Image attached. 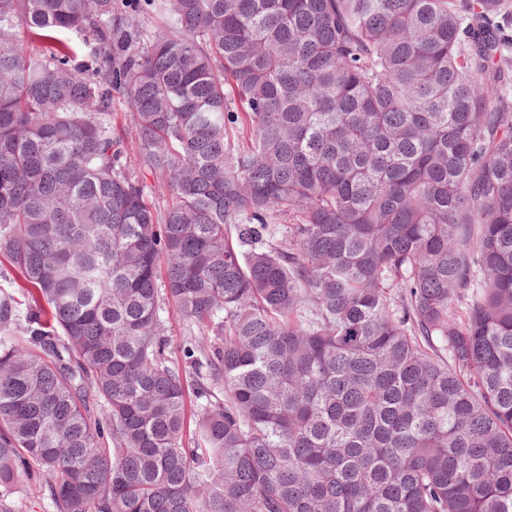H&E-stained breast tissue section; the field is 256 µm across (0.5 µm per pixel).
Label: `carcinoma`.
Returning <instances> with one entry per match:
<instances>
[{
    "label": "carcinoma",
    "instance_id": "cac0c4a2",
    "mask_svg": "<svg viewBox=\"0 0 512 512\" xmlns=\"http://www.w3.org/2000/svg\"><path fill=\"white\" fill-rule=\"evenodd\" d=\"M148 7L0 0V512H512V0ZM163 319L166 321V335L170 342V352L178 362L183 364L182 348L191 340H194L197 335V330L189 328L183 323L175 313L172 311L162 314Z\"/></svg>",
    "mask_w": 512,
    "mask_h": 512
}]
</instances>
